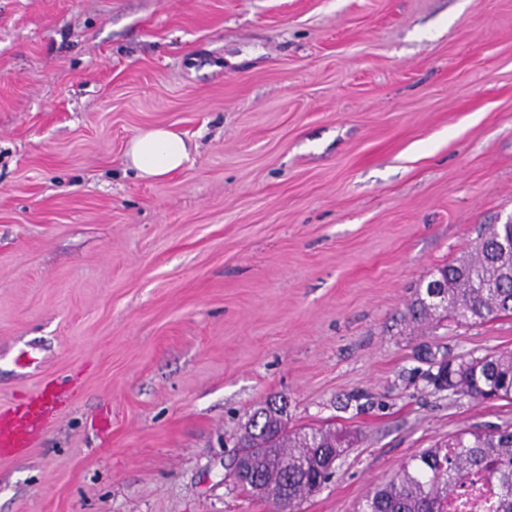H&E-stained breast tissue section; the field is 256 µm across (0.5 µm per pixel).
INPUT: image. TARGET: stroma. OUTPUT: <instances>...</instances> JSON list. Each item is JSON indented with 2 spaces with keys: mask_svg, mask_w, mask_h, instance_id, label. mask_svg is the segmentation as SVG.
<instances>
[{
  "mask_svg": "<svg viewBox=\"0 0 512 512\" xmlns=\"http://www.w3.org/2000/svg\"><path fill=\"white\" fill-rule=\"evenodd\" d=\"M155 126L190 159L143 180ZM511 221L512 0H0V413L71 393L0 512H269L228 474L274 396L355 436L301 512L512 427L426 378L512 352V314H407ZM125 156L140 177L158 180L183 168L189 160V147L178 133L158 127L136 135Z\"/></svg>",
  "mask_w": 512,
  "mask_h": 512,
  "instance_id": "35a3bbf8",
  "label": "stroma"
}]
</instances>
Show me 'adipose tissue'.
<instances>
[{
  "label": "adipose tissue",
  "instance_id": "adipose-tissue-1",
  "mask_svg": "<svg viewBox=\"0 0 512 512\" xmlns=\"http://www.w3.org/2000/svg\"><path fill=\"white\" fill-rule=\"evenodd\" d=\"M189 159V147L178 133L164 127L136 135L126 151L128 165L138 175L158 180L181 170Z\"/></svg>",
  "mask_w": 512,
  "mask_h": 512
}]
</instances>
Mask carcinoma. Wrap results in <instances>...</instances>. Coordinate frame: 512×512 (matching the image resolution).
Here are the masks:
<instances>
[{
    "instance_id": "1",
    "label": "carcinoma",
    "mask_w": 512,
    "mask_h": 512,
    "mask_svg": "<svg viewBox=\"0 0 512 512\" xmlns=\"http://www.w3.org/2000/svg\"><path fill=\"white\" fill-rule=\"evenodd\" d=\"M512 240L509 224L485 226L474 250L438 268L445 280L447 307L427 298L418 288L409 313L417 323L450 316L483 323L512 313V261L503 245ZM429 380L437 388L448 383L478 399L512 400V354L436 361ZM349 447L347 434L325 427L288 430L286 404L265 403L242 426L239 448L250 454L252 468L240 487L265 489L270 512H299L301 503L319 491L330 476L325 456L341 458ZM476 486L485 494L486 512H512V429L465 432L445 446L413 456L389 481L375 487L361 512H451Z\"/></svg>"
}]
</instances>
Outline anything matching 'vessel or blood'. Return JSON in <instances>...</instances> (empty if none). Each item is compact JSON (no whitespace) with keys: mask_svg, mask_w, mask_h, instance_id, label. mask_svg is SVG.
Returning <instances> with one entry per match:
<instances>
[{"mask_svg":"<svg viewBox=\"0 0 512 512\" xmlns=\"http://www.w3.org/2000/svg\"><path fill=\"white\" fill-rule=\"evenodd\" d=\"M64 395L54 387H43L28 402L0 416V450L31 446L64 404Z\"/></svg>","mask_w":512,"mask_h":512,"instance_id":"vessel-or-blood-1","label":"vessel or blood"}]
</instances>
